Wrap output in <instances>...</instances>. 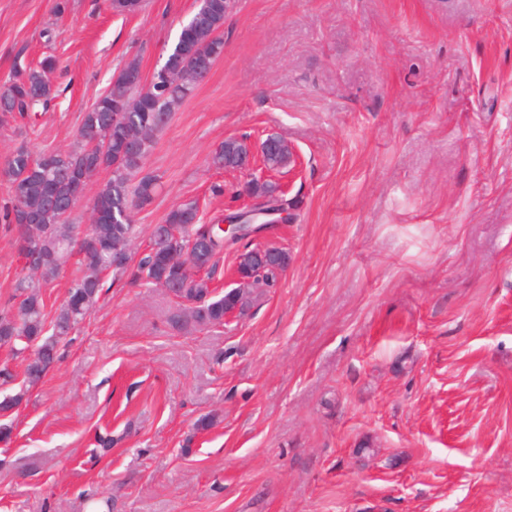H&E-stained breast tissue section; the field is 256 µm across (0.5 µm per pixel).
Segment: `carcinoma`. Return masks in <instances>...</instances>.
Returning a JSON list of instances; mask_svg holds the SVG:
<instances>
[{"label":"carcinoma","mask_w":512,"mask_h":512,"mask_svg":"<svg viewBox=\"0 0 512 512\" xmlns=\"http://www.w3.org/2000/svg\"><path fill=\"white\" fill-rule=\"evenodd\" d=\"M226 5L227 0H199L166 61L153 74L151 89L131 84L121 75L114 78L109 91L84 114L79 149L36 156L21 145L0 165L10 188V205L0 210V223L13 233L28 270L16 284L14 313L0 314V341H12L16 355L38 345L35 357L25 358L28 382L41 380L54 362L57 338L73 332L90 313L109 274L125 276L131 283L172 286L175 297L188 303L186 319L205 327L224 324L228 310L244 315L252 303V289L275 282L274 271L253 263L245 251L237 263L240 285L219 298L213 296L211 281L224 251V237L220 228L200 223L194 201L173 207L154 227L150 248L133 261V213L153 202L159 186L157 175L143 172L144 160L174 108L197 86L207 57L221 53L224 39L215 33L224 29ZM50 69L46 60L38 69L15 70L0 87V117L46 111L55 97ZM115 110L123 113V120L114 121ZM248 154L244 140L228 137L215 148L211 161L218 169H237ZM289 157L288 144L278 138L274 149L263 152V163L277 171L288 165ZM102 170L110 171L112 178L93 198L89 228L77 231L61 212L76 203L75 191L84 176ZM278 193L276 183L256 179L236 191L253 198ZM72 256L78 257L83 274L49 320L42 288L60 275Z\"/></svg>","instance_id":"carcinoma-1"}]
</instances>
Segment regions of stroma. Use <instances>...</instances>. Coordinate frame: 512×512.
Listing matches in <instances>:
<instances>
[{
	"label": "stroma",
	"instance_id": "35a3bbf8",
	"mask_svg": "<svg viewBox=\"0 0 512 512\" xmlns=\"http://www.w3.org/2000/svg\"><path fill=\"white\" fill-rule=\"evenodd\" d=\"M196 0H0V85L59 95L0 121V158L77 148L128 63L165 61ZM286 141L288 222L225 246L289 254L245 316L186 321L115 281L0 441V512H512V0H229L224 54L144 160L135 251L174 205L234 210L212 151ZM221 193H213V186ZM0 226V310L22 276ZM208 427H200L202 418ZM51 62L45 60L39 69H16L11 78L1 86L0 112L2 120L18 114L44 112L55 97V89L48 77Z\"/></svg>",
	"mask_w": 512,
	"mask_h": 512
}]
</instances>
